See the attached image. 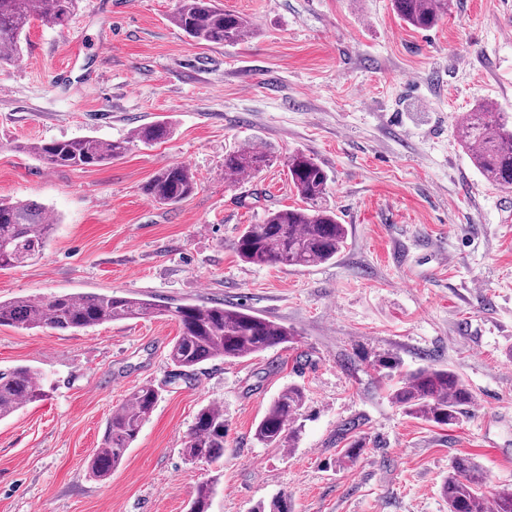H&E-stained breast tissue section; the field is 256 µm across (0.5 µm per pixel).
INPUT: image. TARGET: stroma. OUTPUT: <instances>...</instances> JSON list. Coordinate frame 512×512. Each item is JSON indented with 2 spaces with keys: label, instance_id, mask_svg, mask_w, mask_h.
<instances>
[{
  "label": "stroma",
  "instance_id": "stroma-1",
  "mask_svg": "<svg viewBox=\"0 0 512 512\" xmlns=\"http://www.w3.org/2000/svg\"><path fill=\"white\" fill-rule=\"evenodd\" d=\"M245 41H191L178 0H78L67 25H34L0 68V199L48 208L42 258L0 272V299L122 291L160 303H234L296 332L290 348L201 364L167 359L174 319L84 331L0 326V368L38 369L46 391L0 421V512H187L217 480L211 512H253L287 496L292 512H448L454 457L488 474L485 499L512 488V190L488 183L456 137L489 101L512 113V0H457L427 31L390 0H222ZM164 120L170 139L109 164L55 168L26 143L129 137ZM264 143L270 166L224 176L227 151ZM310 154L348 229L334 260L255 266L233 243L266 212L299 206L287 158ZM173 163L194 194L170 206L143 185ZM456 372L474 395L438 426L392 400L396 375ZM158 387L150 420L106 481L87 461L106 420L137 387ZM307 395L279 448L254 436L285 387ZM224 409V456L186 461L198 410ZM358 442L357 459L341 451Z\"/></svg>",
  "mask_w": 512,
  "mask_h": 512
}]
</instances>
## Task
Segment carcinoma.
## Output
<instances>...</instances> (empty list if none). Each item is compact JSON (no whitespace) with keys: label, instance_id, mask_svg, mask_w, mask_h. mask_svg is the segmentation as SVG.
<instances>
[{"label":"carcinoma","instance_id":"carcinoma-1","mask_svg":"<svg viewBox=\"0 0 512 512\" xmlns=\"http://www.w3.org/2000/svg\"><path fill=\"white\" fill-rule=\"evenodd\" d=\"M77 0H0V66L17 57L32 24L63 26ZM454 0H392L399 20L417 30H429L448 15ZM173 24L197 42L233 44L252 34L251 25L239 14L224 10L218 0H179ZM482 102L461 115L457 135L475 168L489 182L512 189V114L499 112ZM164 122L136 127L130 137L103 141L93 136L37 141L25 149L53 167L102 166L119 159L140 143L153 145L169 139ZM270 156L259 143L224 155V175L229 179L253 176L269 166ZM288 173L304 208L269 210L262 223L248 224L234 243L237 256L257 265L310 267L336 258L347 242V229L336 212L325 204L329 177L315 158L296 151L288 157ZM196 181L182 164L167 166L142 187L158 205H173L191 196ZM55 225L47 210L29 200L0 201V270L22 267L43 254ZM168 316L178 321L181 333L171 346L168 359L190 376L205 361H233L268 349L285 348L295 334L287 326L224 303L162 305L153 299L130 294L56 293L42 298L21 297L0 301V325L25 329L78 331L104 323ZM45 391L37 372L26 365L0 368V421L25 405L43 399ZM392 400L406 414L439 426H451L474 400L472 392L450 369L424 368L405 375L392 389ZM159 391L152 385L133 390L127 400L112 410L107 420L102 448L87 461L89 473L108 480L127 450L137 440L154 412ZM306 402L302 388L290 385L271 403L254 429V438L278 448L296 432L291 427ZM224 408L208 404L196 414L192 431L182 449L189 461L216 462L224 456ZM484 474L469 457L455 458L442 481L441 493L448 512H486L478 493ZM214 480L207 478L196 488L188 512H210ZM492 512H512V490L495 495Z\"/></svg>","mask_w":512,"mask_h":512}]
</instances>
